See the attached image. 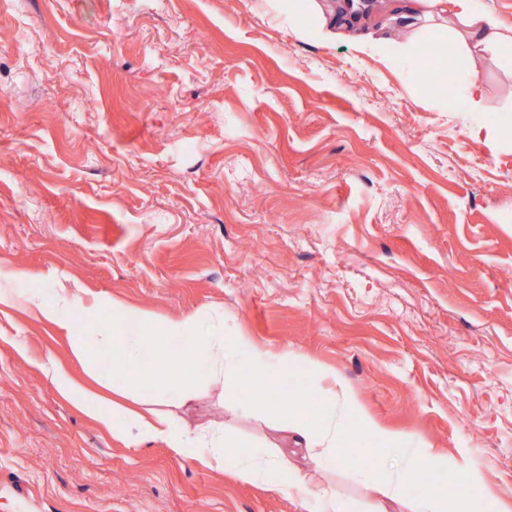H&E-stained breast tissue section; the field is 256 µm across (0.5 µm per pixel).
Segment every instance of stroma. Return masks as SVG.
I'll return each instance as SVG.
<instances>
[{
	"instance_id": "35a3bbf8",
	"label": "stroma",
	"mask_w": 512,
	"mask_h": 512,
	"mask_svg": "<svg viewBox=\"0 0 512 512\" xmlns=\"http://www.w3.org/2000/svg\"><path fill=\"white\" fill-rule=\"evenodd\" d=\"M306 22L269 0H0V512H302L292 471L366 512L354 469L386 456L367 436L317 471L217 384L178 418L288 471L245 484L112 436L42 370L111 414V317L68 334L24 307L61 286L247 336L288 400L322 403L320 361L512 504V140L431 94L399 15L373 30L391 57ZM483 76L485 113L512 114V57Z\"/></svg>"
}]
</instances>
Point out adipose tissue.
<instances>
[{"mask_svg":"<svg viewBox=\"0 0 512 512\" xmlns=\"http://www.w3.org/2000/svg\"><path fill=\"white\" fill-rule=\"evenodd\" d=\"M305 14L321 28L325 43L339 40L351 42L361 53L373 51L366 32L378 21L373 0H336L323 6L320 0H298ZM401 10L421 28L453 26L459 51L478 55L495 62L504 47L512 45V28L505 27L496 12L478 5L477 0H402ZM79 295L78 289H57L53 302H45L39 292L26 299L31 312L43 315L59 329L71 331V314ZM96 313L111 312L112 333L104 337L112 349V372L126 389L145 386L160 391L168 405L182 407L191 400L199 372H206L210 382L221 384L225 399H234L242 384L243 374L265 382L274 374L276 362L268 355L253 350L247 337L222 335L197 337L198 320L188 315L177 320L157 322L127 313L120 303L112 307L97 305ZM167 337L169 343L155 347L156 337ZM153 348L152 361L143 352ZM355 398L343 382H336L323 405L318 426L309 423L306 407L292 403L276 405L272 418L282 430L289 432L295 447L308 457L317 469L333 472L344 459L342 444L355 443L365 435H373L382 447L398 459L394 467L361 464L356 475L369 495L399 502L408 489H417L409 501V512H505L492 496L475 492L470 475L462 467L445 462L433 446L411 445L408 436L381 426L368 415L352 418ZM113 435L141 444L159 440L175 457L198 459L212 469H233L245 483L259 481L283 468L281 458L254 451L244 456L237 453L233 442L216 429L190 428L175 423L171 414L135 413L113 403L112 415L104 418ZM445 477V488L428 489V474Z\"/></svg>","mask_w":512,"mask_h":512,"instance_id":"obj_1","label":"adipose tissue"}]
</instances>
